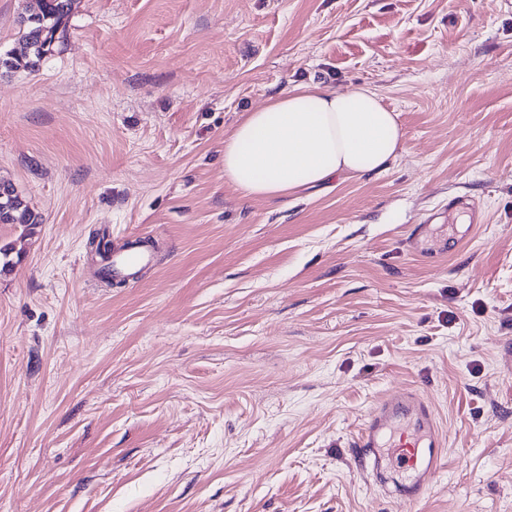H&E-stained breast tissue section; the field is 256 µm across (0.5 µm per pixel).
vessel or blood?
<instances>
[{"mask_svg": "<svg viewBox=\"0 0 512 512\" xmlns=\"http://www.w3.org/2000/svg\"><path fill=\"white\" fill-rule=\"evenodd\" d=\"M138 242L112 252V275L131 276L146 260ZM360 472L391 495L417 500L440 472L447 453L434 405L417 391L403 388L380 399L351 445ZM408 472L392 482L390 471Z\"/></svg>", "mask_w": 512, "mask_h": 512, "instance_id": "1", "label": "vessel or blood"}]
</instances>
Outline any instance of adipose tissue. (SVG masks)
Here are the masks:
<instances>
[{
  "mask_svg": "<svg viewBox=\"0 0 512 512\" xmlns=\"http://www.w3.org/2000/svg\"><path fill=\"white\" fill-rule=\"evenodd\" d=\"M379 93L298 85L252 110L224 139V178L249 199L295 194L383 170L403 148Z\"/></svg>",
  "mask_w": 512,
  "mask_h": 512,
  "instance_id": "obj_1",
  "label": "adipose tissue"
}]
</instances>
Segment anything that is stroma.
Wrapping results in <instances>:
<instances>
[{"mask_svg": "<svg viewBox=\"0 0 512 512\" xmlns=\"http://www.w3.org/2000/svg\"><path fill=\"white\" fill-rule=\"evenodd\" d=\"M33 0H0L22 53ZM296 84H367L400 154L243 199L224 138ZM0 512H512V9L503 0H73L0 74ZM455 197L483 222H429ZM153 260L100 277V244ZM448 455L375 490L350 445L402 387ZM71 11V0H38L37 11H29L19 21L22 41L29 50L16 56L0 53V69H38L40 62L52 52L54 43L63 37ZM0 224H18L30 228L39 222V216L10 182L0 181Z\"/></svg>", "mask_w": 512, "mask_h": 512, "instance_id": "1", "label": "stroma"}]
</instances>
